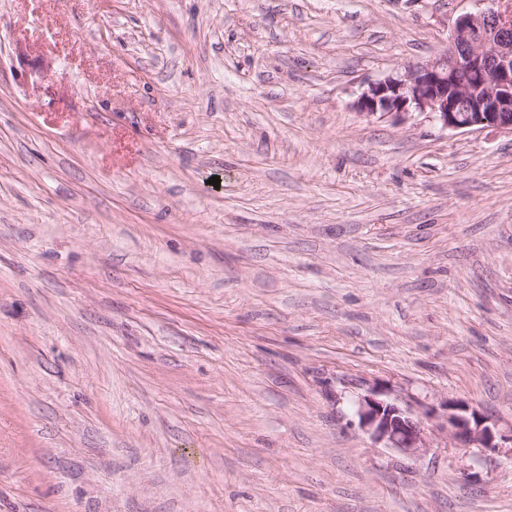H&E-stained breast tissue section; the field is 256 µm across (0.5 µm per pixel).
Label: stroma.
Returning <instances> with one entry per match:
<instances>
[{
  "label": "stroma",
  "mask_w": 512,
  "mask_h": 512,
  "mask_svg": "<svg viewBox=\"0 0 512 512\" xmlns=\"http://www.w3.org/2000/svg\"><path fill=\"white\" fill-rule=\"evenodd\" d=\"M482 7L0 0V512H512V134L354 106ZM356 414L361 428L375 441H384L388 448L405 455L429 448L426 444L428 426L425 421L382 398L379 391L373 389L361 397ZM489 421L478 410L460 400H448L446 423L436 424L446 429L460 448H501L495 443V433Z\"/></svg>",
  "instance_id": "35a3bbf8"
}]
</instances>
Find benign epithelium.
<instances>
[{
  "label": "benign epithelium",
  "instance_id": "benign-epithelium-1",
  "mask_svg": "<svg viewBox=\"0 0 512 512\" xmlns=\"http://www.w3.org/2000/svg\"><path fill=\"white\" fill-rule=\"evenodd\" d=\"M355 107L363 114L403 120L428 112L446 129L491 128L512 134V8L461 16L446 52L401 76L369 85ZM356 414L361 428L375 441L405 455L427 448V413L422 419L372 390L360 398ZM462 448H496L488 419L460 400H450L446 423Z\"/></svg>",
  "mask_w": 512,
  "mask_h": 512
}]
</instances>
